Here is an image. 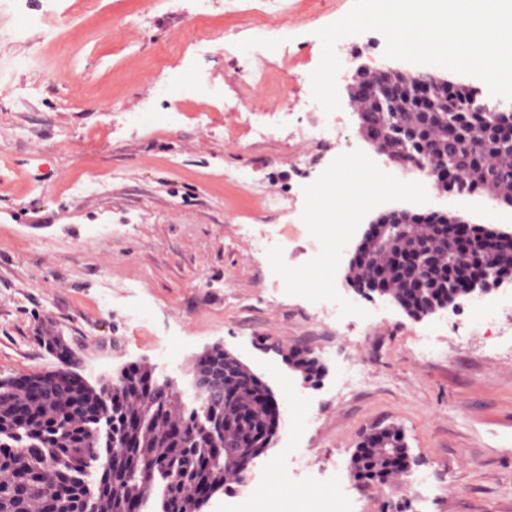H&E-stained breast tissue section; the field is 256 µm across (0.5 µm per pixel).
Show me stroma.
I'll list each match as a JSON object with an SVG mask.
<instances>
[{"mask_svg":"<svg viewBox=\"0 0 512 512\" xmlns=\"http://www.w3.org/2000/svg\"><path fill=\"white\" fill-rule=\"evenodd\" d=\"M352 2L291 0L274 28L226 13L225 0H100L93 12L82 0H16L0 13L15 32L0 41V378L57 369V336L89 385L147 365L187 408L194 362L219 344L283 414L247 485L204 512H299L298 488L323 481L341 487V512H512V285L416 321L344 279L366 225L389 209L512 232L487 196L397 192L400 175L358 136L352 110L313 99L316 31ZM384 48L376 32L339 40L338 88L357 66L396 67ZM259 59L267 80L244 92ZM249 121L270 140L246 137ZM300 125L327 139L318 159ZM340 156L377 187L350 201L353 226L325 256L335 280L276 284L254 241L287 240L288 267L312 270L307 228L333 221L314 190ZM425 336L436 354L415 360ZM295 346L324 363L319 387L283 360ZM354 359L366 381L344 395ZM376 425L404 430L416 482L353 480L351 454Z\"/></svg>","mask_w":512,"mask_h":512,"instance_id":"1","label":"stroma"}]
</instances>
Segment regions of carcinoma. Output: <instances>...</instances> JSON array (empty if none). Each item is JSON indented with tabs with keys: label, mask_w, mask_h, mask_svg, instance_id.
<instances>
[{
	"label": "carcinoma",
	"mask_w": 512,
	"mask_h": 512,
	"mask_svg": "<svg viewBox=\"0 0 512 512\" xmlns=\"http://www.w3.org/2000/svg\"><path fill=\"white\" fill-rule=\"evenodd\" d=\"M396 111L364 106L367 117L384 136L396 138L411 129L414 140L401 153L410 169L429 170L435 163L455 172L454 189L470 194L493 190L496 201L512 209V111L489 105L473 87L452 95L436 85L425 96L406 90L395 99ZM494 249L457 252L448 235V221L425 215L404 227L393 245L394 255L351 270L350 277L375 279L407 304L411 316L430 314L432 301L447 300L448 286L464 270L493 267L512 271V241L493 242ZM429 254L418 279L408 284L404 258ZM150 371L128 369L98 388L85 385L65 366L28 376L37 399L24 404L15 386H0V512H144L156 489H161L160 512H192V488L211 481L218 491L241 484L246 476L229 467L211 433L197 428L191 413L176 405L174 393L159 384L146 388ZM206 408L234 423L224 435V448H246L255 435H267V454L278 420L272 418L270 391L263 385L244 390L233 401L207 397ZM132 418V446L113 449L112 434ZM119 458L104 469L93 459ZM357 449L351 457L352 475L377 481L382 487L413 471L410 448Z\"/></svg>",
	"instance_id": "obj_1"
}]
</instances>
